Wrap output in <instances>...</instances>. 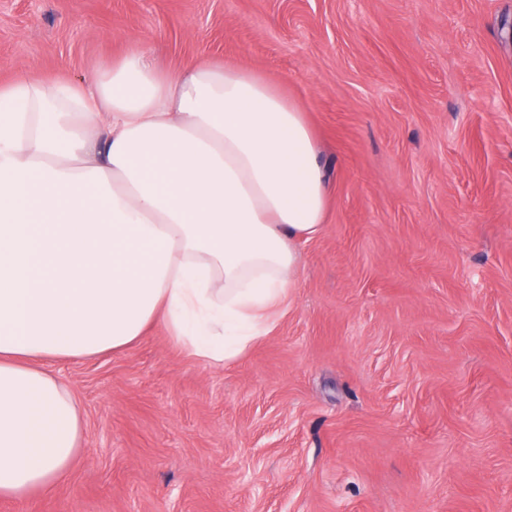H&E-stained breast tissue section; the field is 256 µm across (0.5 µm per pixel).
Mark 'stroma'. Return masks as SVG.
<instances>
[{"instance_id": "35a3bbf8", "label": "stroma", "mask_w": 512, "mask_h": 512, "mask_svg": "<svg viewBox=\"0 0 512 512\" xmlns=\"http://www.w3.org/2000/svg\"><path fill=\"white\" fill-rule=\"evenodd\" d=\"M135 47L282 90L327 219L238 358L48 362L83 445L0 512H512V0H0V85Z\"/></svg>"}]
</instances>
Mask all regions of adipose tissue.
<instances>
[{"label": "adipose tissue", "mask_w": 512, "mask_h": 512, "mask_svg": "<svg viewBox=\"0 0 512 512\" xmlns=\"http://www.w3.org/2000/svg\"><path fill=\"white\" fill-rule=\"evenodd\" d=\"M303 112L256 73L144 49L91 82L0 87V499L51 493L83 424L45 363L132 346L155 320L211 365L268 336L321 234Z\"/></svg>", "instance_id": "adipose-tissue-1"}]
</instances>
